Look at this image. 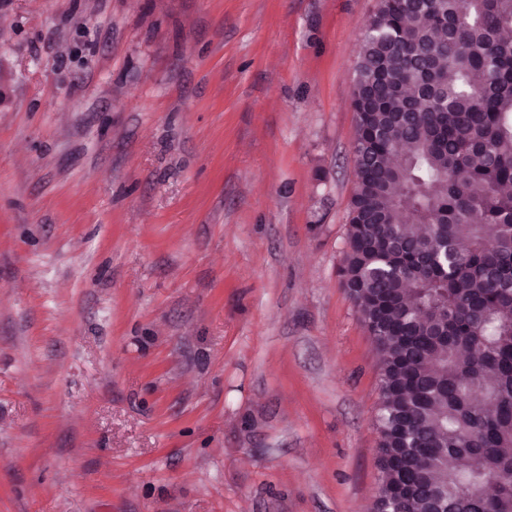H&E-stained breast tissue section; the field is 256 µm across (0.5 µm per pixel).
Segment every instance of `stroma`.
Segmentation results:
<instances>
[{"instance_id": "obj_1", "label": "stroma", "mask_w": 512, "mask_h": 512, "mask_svg": "<svg viewBox=\"0 0 512 512\" xmlns=\"http://www.w3.org/2000/svg\"><path fill=\"white\" fill-rule=\"evenodd\" d=\"M376 7L0 0V512H371Z\"/></svg>"}]
</instances>
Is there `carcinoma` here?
<instances>
[{"label": "carcinoma", "instance_id": "1", "mask_svg": "<svg viewBox=\"0 0 512 512\" xmlns=\"http://www.w3.org/2000/svg\"><path fill=\"white\" fill-rule=\"evenodd\" d=\"M338 269L379 352L374 512H512V0H378Z\"/></svg>", "mask_w": 512, "mask_h": 512}]
</instances>
